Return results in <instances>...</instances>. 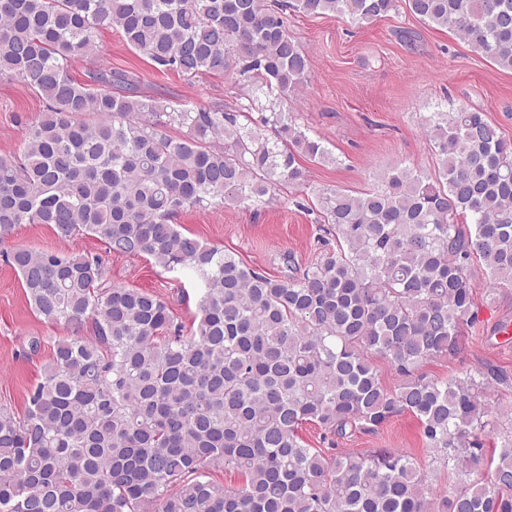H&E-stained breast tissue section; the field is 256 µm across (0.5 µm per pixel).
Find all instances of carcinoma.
<instances>
[{"mask_svg": "<svg viewBox=\"0 0 512 512\" xmlns=\"http://www.w3.org/2000/svg\"><path fill=\"white\" fill-rule=\"evenodd\" d=\"M401 1L512 70V0H0V78L46 103L23 153L0 156V240L47 224L198 285L186 334L156 295L111 283L96 254L7 253L37 313L90 335L56 343L24 416L0 409V512H512V439L484 448L502 415L486 390L503 376L417 374L455 354L475 319L471 267L512 284V141L484 113L425 119L438 175L406 168L360 195L324 193L336 249L286 279L173 223L304 184V157L336 162L281 109L311 72L281 11L363 24ZM107 28L161 71L236 69L269 100L230 114L140 96L123 71L76 81L68 63ZM175 125L183 136L166 134ZM374 357L403 377L397 390ZM405 412L457 472L448 490L403 453L340 454L300 434L374 433Z\"/></svg>", "mask_w": 512, "mask_h": 512, "instance_id": "carcinoma-1", "label": "carcinoma"}]
</instances>
